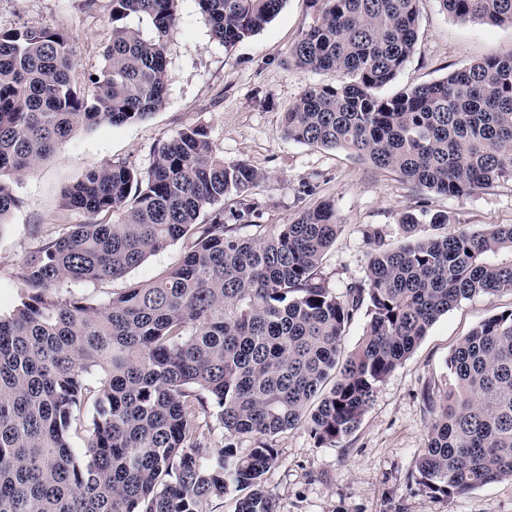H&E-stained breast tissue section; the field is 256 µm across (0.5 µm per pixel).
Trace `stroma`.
<instances>
[{
  "instance_id": "35a3bbf8",
  "label": "stroma",
  "mask_w": 512,
  "mask_h": 512,
  "mask_svg": "<svg viewBox=\"0 0 512 512\" xmlns=\"http://www.w3.org/2000/svg\"><path fill=\"white\" fill-rule=\"evenodd\" d=\"M317 0H286L259 33L227 48L216 40L197 0H179V23L167 44L164 108L145 120L81 130L49 160L13 185L18 204L0 229V315L25 292L22 267L44 241L87 214L67 209L65 190L90 169L122 162L147 171L154 150L185 128L204 126L218 154L266 173L253 198L257 224L240 236L271 233L299 211L324 199L336 205V239L318 267L332 291L365 275L368 231L389 245L403 242L402 213L446 211L457 229L471 232L512 224V181L473 195L447 197L413 188L396 173L345 151L288 140L284 109L330 74L288 65L289 52L319 14ZM112 0H0V29L49 25L73 38L72 78L87 86L104 64L112 39ZM512 49V26L462 22L440 0H419L417 42L396 79L380 90L390 97L405 88L440 80L449 72ZM314 185V194L304 191ZM186 240L149 256L123 277L95 283L63 282L61 291L107 305L132 284H147L181 264ZM512 309V290L463 300L440 317L413 352L385 379L358 428L332 445L318 444L307 424L271 439L275 464L263 487L276 512H512V481L461 495H431L418 482L417 456L425 448L432 416L425 391L445 389L448 358L461 337L493 314Z\"/></svg>"
}]
</instances>
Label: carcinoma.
I'll return each instance as SVG.
<instances>
[{"mask_svg":"<svg viewBox=\"0 0 512 512\" xmlns=\"http://www.w3.org/2000/svg\"><path fill=\"white\" fill-rule=\"evenodd\" d=\"M179 0H112V42L91 91L70 71L73 39L43 26L0 30V227L12 183L78 130L146 119L166 104ZM286 0H197L224 46L261 31ZM289 52L330 73L282 113L298 143L349 151L430 192L455 197L512 180V49L445 78L381 97L413 54L418 0H322ZM456 19L512 26V0H440ZM144 16L154 34L130 27ZM267 175L219 156L202 126L163 144L142 174L110 162L64 193L93 217L26 258L27 292L0 315V512H203L231 487L236 512H275L262 486L277 452L260 441L200 446L192 419L210 405L229 438L274 436L302 421L320 444L356 430L379 385L461 300L512 288V224L435 235L423 214L389 247L377 230L362 280L338 294L317 268L338 230L333 201L268 235L243 238ZM239 208L226 214L220 202ZM120 214L112 224L95 217ZM188 239L182 263L102 306L64 281L118 278ZM358 344L342 350L361 309ZM444 394L417 459L428 493L512 480V310L479 323L448 360ZM332 386H327L329 379ZM87 446L76 448L74 424Z\"/></svg>","mask_w":512,"mask_h":512,"instance_id":"cac0c4a2","label":"carcinoma"}]
</instances>
